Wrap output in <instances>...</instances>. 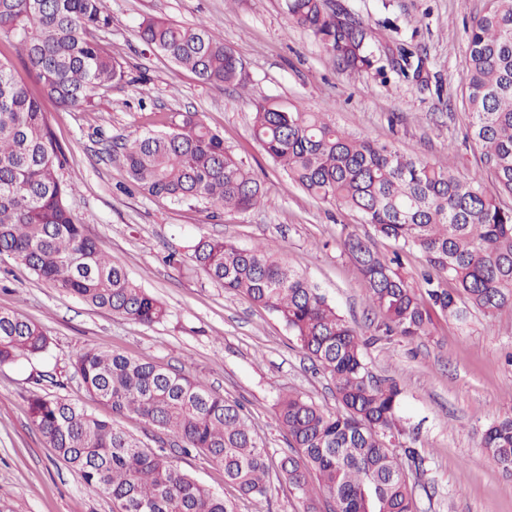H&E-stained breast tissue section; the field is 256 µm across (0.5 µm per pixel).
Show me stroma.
I'll return each instance as SVG.
<instances>
[{
  "instance_id": "1",
  "label": "stroma",
  "mask_w": 512,
  "mask_h": 512,
  "mask_svg": "<svg viewBox=\"0 0 512 512\" xmlns=\"http://www.w3.org/2000/svg\"><path fill=\"white\" fill-rule=\"evenodd\" d=\"M349 2L374 29L375 53L389 43L386 21L398 25L425 60L419 80L344 69L324 45L289 24L280 0H106L110 21L98 36L123 62L125 77L96 93L92 107H52L48 117L65 154L61 175L76 186L70 204L77 219L170 315L153 326L136 324L51 287L20 262L0 259V310L40 323L51 339L43 357L0 366V512H112L108 496L82 483L27 416L26 398L38 376L46 392L111 418V409L74 374V359L86 348H116L201 377L243 407L276 457L288 450L276 413L280 395L293 390L325 410L337 409L332 381L277 315L225 291L190 263H165L168 252L187 253L203 235L241 247L276 242L281 258L368 339L369 366L399 386L404 437L422 456L411 477L418 512H512V476L480 445L492 421L512 415V310L491 319L475 312L463 322L438 314L429 336L414 342L387 334L342 242L353 235L388 256L397 252L395 244L355 213L289 184L252 135L247 99L270 98L326 113L353 135L431 164L483 173L481 149L466 136L462 89L468 26L485 0ZM147 16L216 25L245 64L247 89L200 83L148 51L137 37ZM188 111L199 113L260 178L265 206L214 213L157 200L135 190L126 168L110 159L124 139L168 130L173 116ZM400 255L404 276L422 287L423 255L415 249Z\"/></svg>"
}]
</instances>
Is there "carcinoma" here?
I'll list each match as a JSON object with an SVG mask.
<instances>
[{
    "mask_svg": "<svg viewBox=\"0 0 512 512\" xmlns=\"http://www.w3.org/2000/svg\"><path fill=\"white\" fill-rule=\"evenodd\" d=\"M282 10L345 69L374 67L384 79L422 73L421 57L397 38L395 49L375 57L369 26L344 3L282 0ZM108 22L104 0H0V35L16 43L35 82L29 86L0 59V256L21 261L89 306L151 326L167 318V308L79 223L69 204L75 185L59 174L62 151L45 107L47 101L64 111L90 107L95 91L123 80V64L96 36ZM138 36L203 84L247 88L243 62L211 24L147 17ZM466 55L469 135L481 147L489 183L355 137L322 112L251 100L252 134L291 185L424 255L432 274L416 289L395 260L356 236L343 241L367 281L369 304L409 341L429 334L436 310L459 319L469 309L492 317L512 308V208L500 202L512 197V0H485L471 22ZM117 158L137 190L171 203L247 212L265 196L253 171L196 112L178 113L169 131L126 141ZM277 252L273 242L244 248L201 236L189 255L226 291L276 314L334 383L335 412L298 392L279 400L291 453L277 466L241 406L200 378L109 348L82 350L75 373L113 415L140 420L161 443L178 439L182 454L205 456L242 498H268L274 476L288 484L303 512H319L309 493L313 477L328 494L330 512H417L406 464L422 460L403 441L400 389L374 376L368 341ZM49 346L37 322L0 310V365L41 357ZM27 403L45 443L85 485L108 495L113 512H238L235 501L199 483L165 448L146 447L116 421L48 393L33 391ZM481 447L512 474V417L493 421Z\"/></svg>",
    "mask_w": 512,
    "mask_h": 512,
    "instance_id": "1",
    "label": "carcinoma"
}]
</instances>
